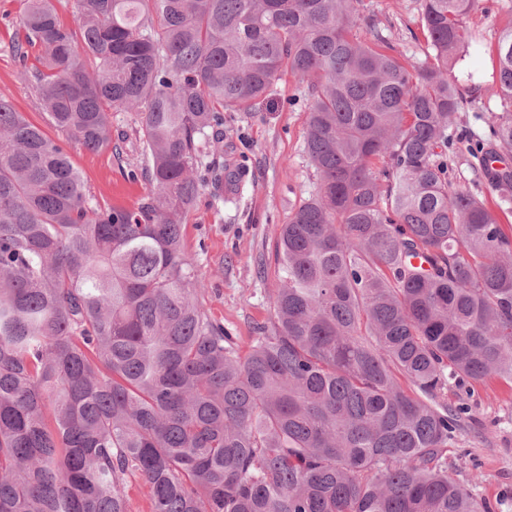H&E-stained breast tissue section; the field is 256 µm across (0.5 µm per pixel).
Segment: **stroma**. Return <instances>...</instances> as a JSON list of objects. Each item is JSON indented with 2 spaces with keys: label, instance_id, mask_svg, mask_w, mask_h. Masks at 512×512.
Listing matches in <instances>:
<instances>
[{
  "label": "stroma",
  "instance_id": "1",
  "mask_svg": "<svg viewBox=\"0 0 512 512\" xmlns=\"http://www.w3.org/2000/svg\"><path fill=\"white\" fill-rule=\"evenodd\" d=\"M23 9L24 0H0V90L52 136L56 130L35 85L22 78L13 53ZM361 16L379 21L386 53L403 61L425 60L420 0H362ZM511 24L512 0H479L466 20L471 41L455 68L466 103L453 130L457 159L450 175L455 185L498 206L505 225H512V198L502 199L475 171L471 152L490 137L485 116L503 110L495 48L501 30ZM309 106L304 84L286 74L248 111L225 113L224 137L213 156L234 188L218 204L209 187H202L196 205L181 219L184 246L196 260L202 283L198 300L243 354L257 326L271 316L269 296L279 286L276 231L315 190L314 169L304 151ZM135 119L131 112L111 117L112 141L120 152L68 149L88 195L101 207L134 209L149 193L144 178L129 175L142 165ZM468 403V426L448 448L452 474L496 512H512V385L496 379L474 385Z\"/></svg>",
  "mask_w": 512,
  "mask_h": 512
}]
</instances>
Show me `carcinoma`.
<instances>
[{
    "mask_svg": "<svg viewBox=\"0 0 512 512\" xmlns=\"http://www.w3.org/2000/svg\"><path fill=\"white\" fill-rule=\"evenodd\" d=\"M478 0H421L432 54L381 50L360 0H25L16 55L80 149L134 134L151 190L91 204L68 151L0 93V512H493L448 472L468 389L512 383V235L453 186L454 68ZM512 104V25L497 43ZM289 71L317 181L277 231L249 351L197 300L181 215L208 132ZM482 164L512 157V110ZM125 493L130 512H151V503L138 474H129L125 481Z\"/></svg>",
    "mask_w": 512,
    "mask_h": 512,
    "instance_id": "obj_1",
    "label": "carcinoma"
}]
</instances>
